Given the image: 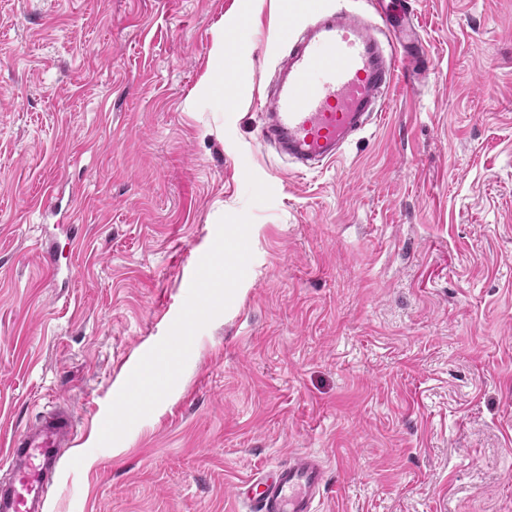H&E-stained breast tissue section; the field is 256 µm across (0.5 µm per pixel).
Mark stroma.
Wrapping results in <instances>:
<instances>
[{
  "label": "stroma",
  "instance_id": "35a3bbf8",
  "mask_svg": "<svg viewBox=\"0 0 512 512\" xmlns=\"http://www.w3.org/2000/svg\"><path fill=\"white\" fill-rule=\"evenodd\" d=\"M320 2L0 0V444L70 407L48 512H247L298 452L322 512H512V0H410L431 70L303 175L258 137ZM214 62V70L210 72L209 85L213 94L219 100H224V56L225 67L231 66L233 63L227 60L228 55L224 52V31L219 30L216 33L213 48L211 51Z\"/></svg>",
  "mask_w": 512,
  "mask_h": 512
}]
</instances>
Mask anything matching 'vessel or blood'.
Listing matches in <instances>:
<instances>
[{
	"mask_svg": "<svg viewBox=\"0 0 512 512\" xmlns=\"http://www.w3.org/2000/svg\"><path fill=\"white\" fill-rule=\"evenodd\" d=\"M314 23L289 21L278 76L259 140L299 162L302 170L338 161L353 139L377 122L400 75L427 70L408 0H337ZM75 440V421L51 410L12 435L4 453L11 478L0 484V512H46L47 491ZM326 470L302 452L241 481L237 495L253 512H318Z\"/></svg>",
	"mask_w": 512,
	"mask_h": 512,
	"instance_id": "vessel-or-blood-1",
	"label": "vessel or blood"
}]
</instances>
